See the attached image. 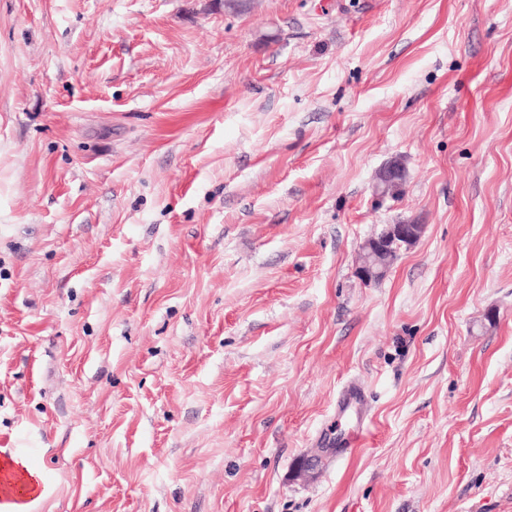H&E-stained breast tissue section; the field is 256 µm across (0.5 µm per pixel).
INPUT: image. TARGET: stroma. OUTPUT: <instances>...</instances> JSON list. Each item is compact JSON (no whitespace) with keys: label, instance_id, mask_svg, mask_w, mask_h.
Returning a JSON list of instances; mask_svg holds the SVG:
<instances>
[{"label":"stroma","instance_id":"obj_1","mask_svg":"<svg viewBox=\"0 0 512 512\" xmlns=\"http://www.w3.org/2000/svg\"><path fill=\"white\" fill-rule=\"evenodd\" d=\"M1 453L28 512H512V0H0ZM424 232L421 224H383L362 245L363 263L359 275L366 281H379L391 266V256L415 245ZM12 468L21 474V478L14 483V486L18 487V492L23 493L25 489L36 490L41 485L40 474L31 469L24 460H14L1 463V470L5 468Z\"/></svg>","mask_w":512,"mask_h":512}]
</instances>
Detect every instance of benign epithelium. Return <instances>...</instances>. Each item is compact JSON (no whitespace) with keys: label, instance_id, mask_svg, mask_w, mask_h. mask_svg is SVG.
I'll list each match as a JSON object with an SVG mask.
<instances>
[{"label":"benign epithelium","instance_id":"1","mask_svg":"<svg viewBox=\"0 0 512 512\" xmlns=\"http://www.w3.org/2000/svg\"><path fill=\"white\" fill-rule=\"evenodd\" d=\"M405 178L398 160L387 163L378 174V187H397ZM424 232L422 224H383L362 245L363 263L359 275L366 281H379L392 264L391 256L415 245Z\"/></svg>","mask_w":512,"mask_h":512}]
</instances>
